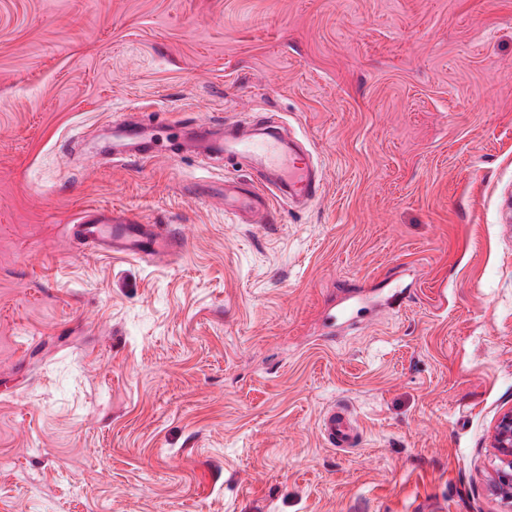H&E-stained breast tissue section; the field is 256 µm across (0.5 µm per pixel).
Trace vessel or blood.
Returning <instances> with one entry per match:
<instances>
[{"label":"vessel or blood","mask_w":512,"mask_h":512,"mask_svg":"<svg viewBox=\"0 0 512 512\" xmlns=\"http://www.w3.org/2000/svg\"><path fill=\"white\" fill-rule=\"evenodd\" d=\"M113 155L118 162L129 163L162 153H177L198 147L215 158L245 162L258 177L257 184L244 186L228 179L221 189L224 206L242 222L264 224L273 216L272 202L281 198L290 203H305L322 193L323 175L316 171L304 149L285 147L279 134V121L267 119L262 135H254V117L240 114L229 121H195L188 128L193 141H162L158 130H145L124 117L112 119ZM73 238L80 247L101 253H119L146 260L173 253L180 241L174 233L156 224H143L124 211L101 206L84 207L77 215ZM325 443L343 451L357 447L360 428L349 409L342 405L328 408L320 420Z\"/></svg>","instance_id":"vessel-or-blood-1"}]
</instances>
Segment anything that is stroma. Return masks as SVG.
<instances>
[{"instance_id": "stroma-1", "label": "stroma", "mask_w": 512, "mask_h": 512, "mask_svg": "<svg viewBox=\"0 0 512 512\" xmlns=\"http://www.w3.org/2000/svg\"><path fill=\"white\" fill-rule=\"evenodd\" d=\"M278 113L321 196L244 224L112 117ZM88 205L171 225L82 251ZM343 403L357 448L318 423ZM512 0H0V512H505ZM133 214L101 206L84 207L77 215L73 238L80 247L146 260L173 253L177 235L157 224H140ZM490 448L496 462L491 491L501 501L512 504V407L496 420L490 439Z\"/></svg>"}]
</instances>
